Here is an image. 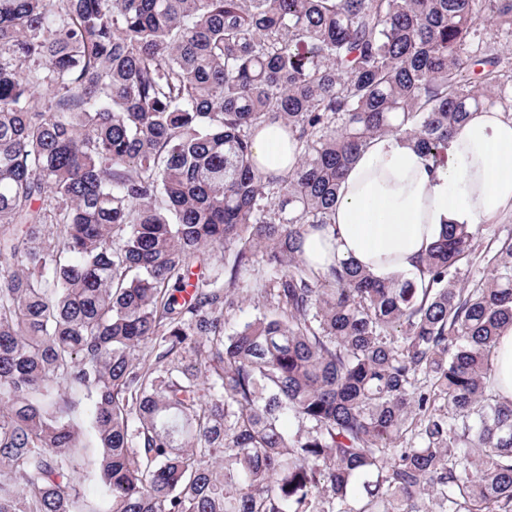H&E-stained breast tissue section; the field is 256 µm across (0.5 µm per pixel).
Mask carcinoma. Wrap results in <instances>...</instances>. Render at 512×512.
Instances as JSON below:
<instances>
[{
	"label": "carcinoma",
	"instance_id": "carcinoma-1",
	"mask_svg": "<svg viewBox=\"0 0 512 512\" xmlns=\"http://www.w3.org/2000/svg\"><path fill=\"white\" fill-rule=\"evenodd\" d=\"M490 108L512 0H0V512H512V235L302 255L372 139ZM253 156L266 170L274 172L290 169L297 161L294 148L276 125H268L255 135ZM492 363L498 380V393L512 399V326L501 334Z\"/></svg>",
	"mask_w": 512,
	"mask_h": 512
}]
</instances>
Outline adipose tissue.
I'll return each mask as SVG.
<instances>
[{
	"label": "adipose tissue",
	"mask_w": 512,
	"mask_h": 512,
	"mask_svg": "<svg viewBox=\"0 0 512 512\" xmlns=\"http://www.w3.org/2000/svg\"><path fill=\"white\" fill-rule=\"evenodd\" d=\"M266 170L292 167V145L274 125L253 140ZM433 166L407 138H374L346 171L332 225L310 234L304 257L319 268L347 259L380 280L418 269L422 251L446 224H481L512 214V118L472 113Z\"/></svg>",
	"instance_id": "adipose-tissue-1"
}]
</instances>
